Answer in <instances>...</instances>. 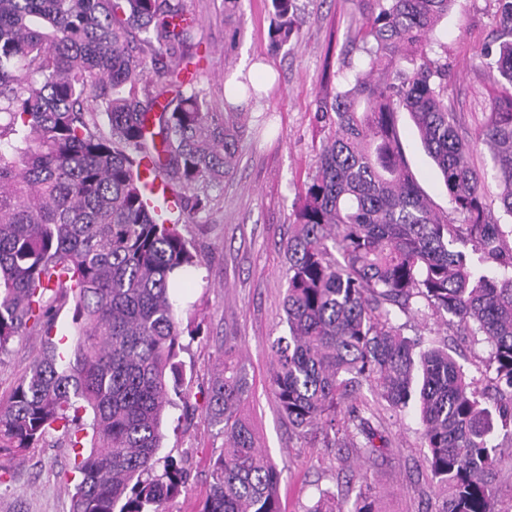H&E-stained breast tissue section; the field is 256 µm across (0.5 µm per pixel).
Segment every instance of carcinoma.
Masks as SVG:
<instances>
[{
	"label": "carcinoma",
	"mask_w": 512,
	"mask_h": 512,
	"mask_svg": "<svg viewBox=\"0 0 512 512\" xmlns=\"http://www.w3.org/2000/svg\"><path fill=\"white\" fill-rule=\"evenodd\" d=\"M367 68L314 113L324 132L285 249L288 335L272 344L270 383L301 436L372 460L391 448L379 410L341 409L366 381L394 411L419 414L442 506L501 512L495 478L512 443V224L485 193L474 154L491 155L512 218V0L499 38L475 51L489 111L465 118L447 51L429 36L458 0H363ZM271 41L297 37L298 0H271ZM187 0H0V354L35 330L44 347L0 406V452L58 435L80 444L70 512H164L188 480L157 457L183 329L173 278L201 265L181 225L209 211L248 130V112H215L179 61L199 51ZM407 113L448 193L443 212L402 146ZM107 122H102L101 117ZM74 302L72 346L52 340L55 307ZM447 315L474 342L491 384L448 345L404 335L398 314ZM224 344L205 415L224 431L199 512H282L281 472L244 412L248 382ZM307 512H376L372 489L344 508L321 490Z\"/></svg>",
	"instance_id": "carcinoma-1"
}]
</instances>
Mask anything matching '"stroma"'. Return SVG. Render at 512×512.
Segmentation results:
<instances>
[{
    "label": "stroma",
    "mask_w": 512,
    "mask_h": 512,
    "mask_svg": "<svg viewBox=\"0 0 512 512\" xmlns=\"http://www.w3.org/2000/svg\"><path fill=\"white\" fill-rule=\"evenodd\" d=\"M195 14L201 86L216 108H223L229 80L248 76L264 94L244 103L265 126H251L238 147L233 175L211 192L209 213L182 234L197 248L202 265L193 287L175 293L182 321L196 320L198 336H183L186 399L164 417L160 456L187 458L190 475L166 512H198L209 486V461L224 448V435L202 413L205 393L224 367V339L234 337L250 386L247 412L258 446L281 469L280 496L285 512H305L318 490L355 500L365 486L376 492L378 512H425L437 505L426 468L420 425L413 409L387 419L394 449L375 461L352 458L341 466L338 451L319 434L298 437L270 391L274 368L272 342L285 333L284 249L293 232L290 215L308 177L315 172L322 135L314 124L317 99L333 97L344 79L364 69L367 46L355 35L363 22L361 0H299L300 29L293 42L273 47L270 0H189ZM497 30V0H462L461 6L430 35L444 46L453 81L468 92L469 123L481 122L488 98L470 67L476 47ZM402 142L421 188L440 208L448 194L431 159L422 150L409 118L401 120ZM407 336L426 343L447 341L469 375H476L486 344L471 343L430 311L399 315ZM44 342L32 335L14 341L0 354V404L6 403ZM76 451L49 438L45 447L23 456L0 457V512H69Z\"/></svg>",
    "instance_id": "obj_1"
}]
</instances>
